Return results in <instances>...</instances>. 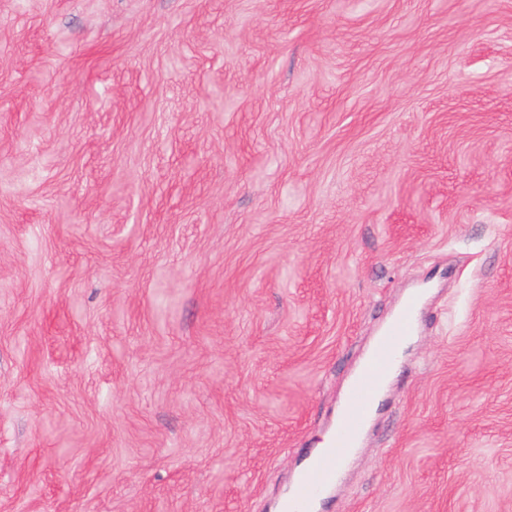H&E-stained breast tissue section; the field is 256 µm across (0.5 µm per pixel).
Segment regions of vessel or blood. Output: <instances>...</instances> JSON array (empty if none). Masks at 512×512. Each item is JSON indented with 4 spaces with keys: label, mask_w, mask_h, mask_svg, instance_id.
Instances as JSON below:
<instances>
[{
    "label": "vessel or blood",
    "mask_w": 512,
    "mask_h": 512,
    "mask_svg": "<svg viewBox=\"0 0 512 512\" xmlns=\"http://www.w3.org/2000/svg\"><path fill=\"white\" fill-rule=\"evenodd\" d=\"M422 311L419 297L404 302L388 321L359 374L348 387L342 423L321 454L293 481L280 512H314L318 498L334 485L342 462L358 447L360 435L395 363L394 349L415 335Z\"/></svg>",
    "instance_id": "1"
}]
</instances>
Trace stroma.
I'll list each match as a JSON object with an SVG mask.
<instances>
[{
    "label": "stroma",
    "instance_id": "1",
    "mask_svg": "<svg viewBox=\"0 0 512 512\" xmlns=\"http://www.w3.org/2000/svg\"><path fill=\"white\" fill-rule=\"evenodd\" d=\"M512 0H0V512H512ZM422 306L418 294L409 298L379 334L360 373L348 387L342 423L335 437L325 447L330 436L320 444L315 455L323 448L321 454L293 481L280 512H313L318 498L334 485L340 465L353 448L359 447L360 435L383 389L385 379L394 367L393 352L396 345L408 336L415 335L418 329Z\"/></svg>",
    "mask_w": 512,
    "mask_h": 512
}]
</instances>
